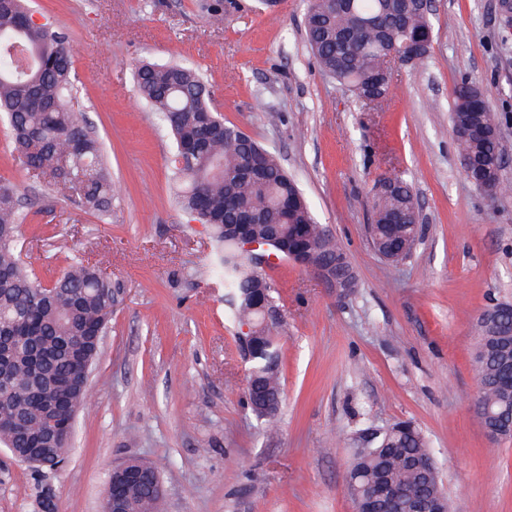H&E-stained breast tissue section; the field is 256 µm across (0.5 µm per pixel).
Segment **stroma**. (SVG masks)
<instances>
[{
  "mask_svg": "<svg viewBox=\"0 0 512 512\" xmlns=\"http://www.w3.org/2000/svg\"><path fill=\"white\" fill-rule=\"evenodd\" d=\"M32 0L73 37L79 101L116 191L112 217L74 209L23 171L0 122V179L26 221L22 263L44 281L82 253L116 304L59 472L39 478L0 447V512H102L115 466L152 465L162 512H354L345 475L356 449L395 422L425 435L451 512H512V438L485 434L474 409L472 321L512 301V194L466 179L452 89L477 82L499 121L512 184V23L498 0H435L423 62L395 64L396 95L366 109L327 77L306 41L309 0ZM196 68L213 105L274 152L317 223L347 254L354 293L339 296L284 260L270 270L282 320V403L268 430L245 401L241 355L210 274L214 242L176 200L174 139L140 97L139 62ZM398 175L422 235L392 264L373 250V185Z\"/></svg>",
  "mask_w": 512,
  "mask_h": 512,
  "instance_id": "1",
  "label": "stroma"
}]
</instances>
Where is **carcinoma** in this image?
<instances>
[{
  "instance_id": "cac0c4a2",
  "label": "carcinoma",
  "mask_w": 512,
  "mask_h": 512,
  "mask_svg": "<svg viewBox=\"0 0 512 512\" xmlns=\"http://www.w3.org/2000/svg\"><path fill=\"white\" fill-rule=\"evenodd\" d=\"M30 10L25 0L0 3V113L12 131V153L26 171L40 176L62 191L76 208L106 217L112 212V179L99 142L84 109L75 103L76 76L70 35L50 22L26 24ZM306 37L322 71L347 84L356 99L367 105L393 94L387 55L409 42L420 45L415 61L426 58L432 41L429 14L418 0H311ZM140 96L152 107L173 135L176 149L172 164L181 206L194 220L209 227L218 244L212 272L224 287L225 301L233 308L234 324L257 327L250 358L246 399L256 417L271 425L280 405L278 382L280 355L271 336L272 325L263 322L251 296L267 274L259 272L248 253L224 239V225L232 224L237 209L252 212L251 233L267 236L281 229L280 246L312 250L327 242L324 227L315 222L307 203L299 202L295 181L278 158L210 106V92L200 73L188 66L141 63L135 70ZM452 131L457 134L466 177L495 195L512 190L500 171L492 168L499 151L493 136H462L470 128L493 129V109L484 92L462 81L452 91ZM258 169L261 176L244 177ZM416 208L412 187L395 175L379 179L372 201L373 220L368 229L374 250L385 260L406 259L415 236L408 224H390L389 216ZM17 188L0 181V346L9 375L0 386V437H14L15 418L21 414L35 423L39 404L32 394L29 349L40 346L54 353L51 369L59 397H66L84 367L83 357L94 350L91 335H103V318L112 313V297L99 293L112 287L98 263L79 258L53 281L54 299L43 300V284L20 262L17 230L26 220ZM351 264L335 239L328 241ZM476 358L478 396L496 411L512 408V395L487 388V380L500 376L499 362L512 357L509 337L494 336L477 321ZM429 453L424 434L402 421L388 429L378 445L356 454L350 472L357 483L385 477L409 494L429 493L410 466L417 455ZM154 467L139 463L135 480L123 494L135 512H155L159 497L152 486Z\"/></svg>"
}]
</instances>
